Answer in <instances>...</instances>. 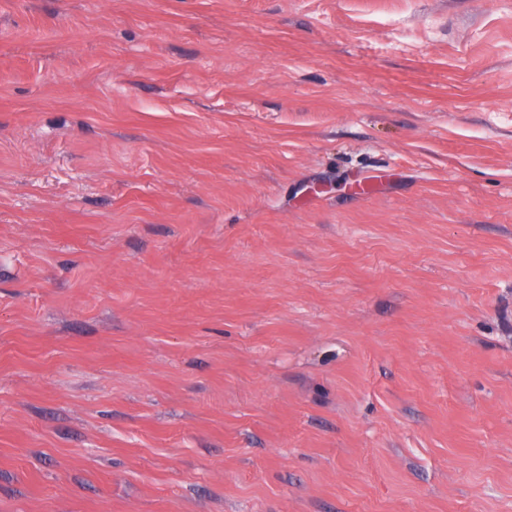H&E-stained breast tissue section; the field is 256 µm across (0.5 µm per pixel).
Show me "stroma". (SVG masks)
Instances as JSON below:
<instances>
[{
    "label": "stroma",
    "instance_id": "obj_1",
    "mask_svg": "<svg viewBox=\"0 0 512 512\" xmlns=\"http://www.w3.org/2000/svg\"><path fill=\"white\" fill-rule=\"evenodd\" d=\"M0 512H512V0H0Z\"/></svg>",
    "mask_w": 512,
    "mask_h": 512
}]
</instances>
